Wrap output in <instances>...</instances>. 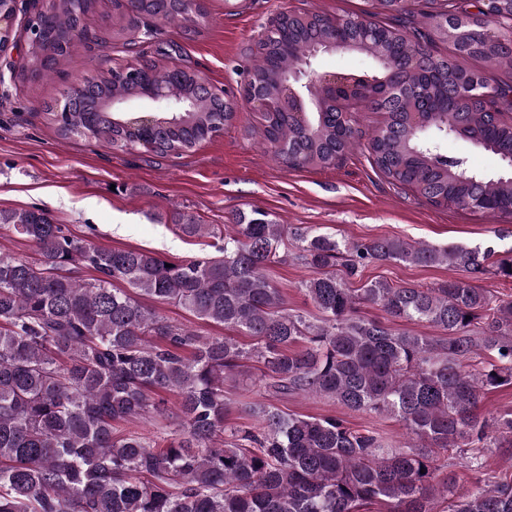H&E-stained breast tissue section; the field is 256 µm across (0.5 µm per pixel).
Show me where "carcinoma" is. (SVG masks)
Returning a JSON list of instances; mask_svg holds the SVG:
<instances>
[{
  "label": "carcinoma",
  "instance_id": "obj_1",
  "mask_svg": "<svg viewBox=\"0 0 512 512\" xmlns=\"http://www.w3.org/2000/svg\"><path fill=\"white\" fill-rule=\"evenodd\" d=\"M97 0H53L46 34L21 70L39 79L69 54L47 57L44 45L74 30ZM377 12L345 14L343 21L315 11L282 14L256 43L249 74L255 93L275 99L282 80L324 41L355 44L376 55L368 95L357 105L383 121L369 145L374 166L395 186L437 208L512 216V183L439 152L444 132H418L422 123L455 128L477 150L512 156V84L492 80L495 109L459 97L448 81L462 59L488 68L512 63V50L488 48V23L470 16L460 37L473 51L448 42L437 22L467 12L464 0H430L428 32L410 26L418 0H379ZM120 18L150 23L159 34L207 18L190 0H112ZM118 64L84 80L63 117L40 111L67 139L72 135L131 150L125 112H98L104 95L122 101L141 83L162 85L185 111L167 113L142 138L160 155H188L224 131L235 117L224 94L203 76L161 60ZM407 86L403 98L382 95L391 74ZM275 155L295 169L336 165L359 136L340 112L302 121L287 112H260ZM174 224L187 236L208 225L185 215ZM32 242L33 260L0 250V512H437L454 482L438 480L436 457L471 448L482 467L490 448L512 447V410L493 424L480 413L485 392L512 385V299L473 284L495 268L512 279V258L489 263L495 251L436 248L399 238L350 242L310 228L288 229L254 209L236 216L222 256L171 261L160 253L104 249L68 234L43 209H0V229ZM297 259L318 271L300 290L321 317L286 308L266 269ZM456 265L471 277L431 288L371 281L349 287L367 263ZM86 265L91 280L70 268ZM341 265L345 275L334 268ZM125 287L118 288L116 284ZM149 297L196 318L253 338L206 335L146 307ZM383 308L389 319L428 323L440 339L396 331L359 315L358 305ZM261 364L259 373L245 363ZM270 397L302 393L328 398L352 413L388 415L405 428L394 448L370 429L333 416L286 414L272 403L253 408L256 431L226 424L224 386L239 381ZM178 394L172 414L160 395ZM153 413L172 432H139L128 425ZM425 473H420V470ZM449 512H512V475L452 501Z\"/></svg>",
  "mask_w": 512,
  "mask_h": 512
}]
</instances>
